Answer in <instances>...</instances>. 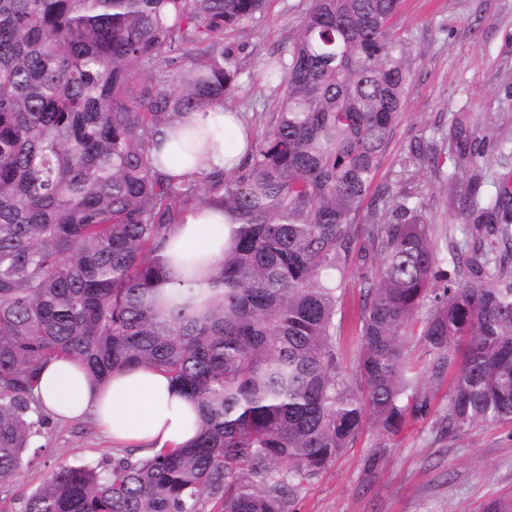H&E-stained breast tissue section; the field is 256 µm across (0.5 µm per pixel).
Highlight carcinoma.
<instances>
[{
  "mask_svg": "<svg viewBox=\"0 0 512 512\" xmlns=\"http://www.w3.org/2000/svg\"><path fill=\"white\" fill-rule=\"evenodd\" d=\"M268 3L0 0V487L52 428L36 389L53 358L99 382L159 369L200 421L188 446L58 465L10 512H289L367 424L393 433L424 412L417 325L431 377L451 374L448 434L512 423V188L483 206L476 179L448 180L499 238L446 263L405 201L356 224L408 82L400 0H311L269 64L282 95L246 162L200 183L158 170L156 136L226 103L239 70L224 33ZM416 157L439 168L433 144ZM204 202L238 221L206 299L168 287L163 255ZM352 264L366 286L353 380L336 323Z\"/></svg>",
  "mask_w": 512,
  "mask_h": 512,
  "instance_id": "1",
  "label": "carcinoma"
}]
</instances>
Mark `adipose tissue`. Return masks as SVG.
Masks as SVG:
<instances>
[{
	"label": "adipose tissue",
	"mask_w": 512,
	"mask_h": 512,
	"mask_svg": "<svg viewBox=\"0 0 512 512\" xmlns=\"http://www.w3.org/2000/svg\"><path fill=\"white\" fill-rule=\"evenodd\" d=\"M251 138L238 113L224 106L186 112L158 135L156 165L182 181L230 171L245 159ZM232 228L218 205L190 208L166 248L171 279L189 271L196 287L208 289L209 270ZM37 395L54 417L92 416L115 447L143 454L190 443L199 429L196 405L153 368L120 371L100 385L77 360L56 358L43 369Z\"/></svg>",
	"instance_id": "adipose-tissue-1"
}]
</instances>
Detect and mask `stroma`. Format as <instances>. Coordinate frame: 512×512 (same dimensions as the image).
Masks as SVG:
<instances>
[{
    "label": "stroma",
    "instance_id": "stroma-1",
    "mask_svg": "<svg viewBox=\"0 0 512 512\" xmlns=\"http://www.w3.org/2000/svg\"><path fill=\"white\" fill-rule=\"evenodd\" d=\"M309 0H270L259 22L226 33L224 48L240 71L230 98L261 139L278 103V77L267 62L287 48ZM398 34L407 47L410 81L391 139L361 211L362 225L383 224L394 200L416 205L441 258L449 242L471 244L467 215L453 204L448 179L457 150L450 133L463 126L483 140L479 197L493 201L501 178L512 179V0H402ZM422 140L441 152L439 171L421 168L412 156ZM363 271L350 266L342 321L341 351L354 367ZM419 389L429 407L408 417L397 433L366 426L353 448L302 482L291 496V512H483L493 498H512V425L477 428L462 437L442 429L449 380L422 378ZM39 458L9 486L0 487V507L33 489L48 467L82 465L113 455L114 449L91 421H55Z\"/></svg>",
    "mask_w": 512,
    "mask_h": 512
}]
</instances>
